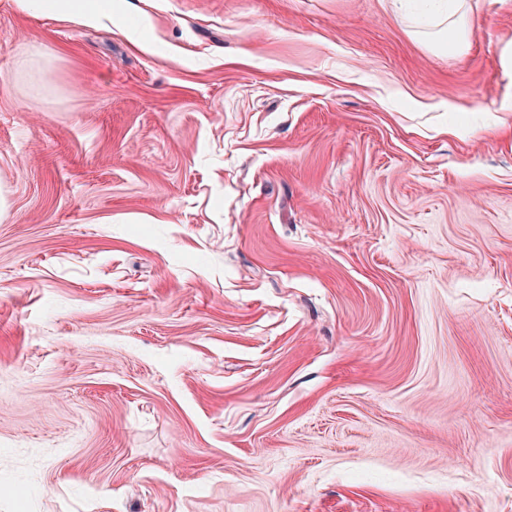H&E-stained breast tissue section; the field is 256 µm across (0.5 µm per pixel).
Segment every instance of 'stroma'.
<instances>
[{
  "instance_id": "obj_1",
  "label": "stroma",
  "mask_w": 512,
  "mask_h": 512,
  "mask_svg": "<svg viewBox=\"0 0 512 512\" xmlns=\"http://www.w3.org/2000/svg\"><path fill=\"white\" fill-rule=\"evenodd\" d=\"M112 7L0 0V512H512V7ZM21 14L39 11L45 14L67 13L71 18L86 26H111L115 24L112 0H99L80 4L75 0H13ZM455 4L450 3L448 8L442 0H434V15L437 19L436 26L443 27L436 33H427L419 31L418 34L425 41L428 48L440 49L445 43L447 31L452 36L450 41L453 51L461 53L469 45V38L472 31V16L470 7L467 5L469 0H455Z\"/></svg>"
}]
</instances>
